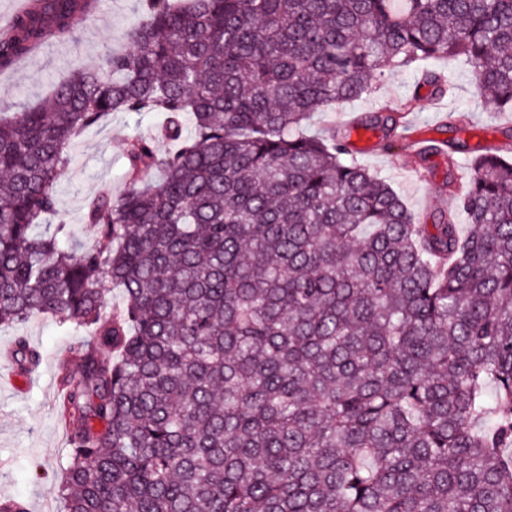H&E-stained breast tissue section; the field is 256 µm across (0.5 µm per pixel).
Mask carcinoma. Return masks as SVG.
I'll return each instance as SVG.
<instances>
[{
  "label": "carcinoma",
  "mask_w": 512,
  "mask_h": 512,
  "mask_svg": "<svg viewBox=\"0 0 512 512\" xmlns=\"http://www.w3.org/2000/svg\"><path fill=\"white\" fill-rule=\"evenodd\" d=\"M97 4L31 0L0 71ZM126 37L0 116V327L88 332L59 364L65 512H512V160L475 156L417 224L351 130L306 132L443 56L512 110V0H144ZM112 112L165 113L176 148L129 141L94 244L64 247L36 229ZM359 126L405 148L398 117ZM39 361L18 338L17 368Z\"/></svg>",
  "instance_id": "cac0c4a2"
}]
</instances>
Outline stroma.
Masks as SVG:
<instances>
[{
	"mask_svg": "<svg viewBox=\"0 0 512 512\" xmlns=\"http://www.w3.org/2000/svg\"><path fill=\"white\" fill-rule=\"evenodd\" d=\"M139 18V0H107L101 11L76 20L73 38L48 42L14 70L1 72L0 101L17 107L37 104L53 82L68 76L76 60L125 47L124 36ZM430 67L447 78L451 95L430 100L417 91L419 76L414 69H394L386 73L375 92L336 111L316 113L313 124L344 125L383 108L404 114L409 130L419 139L455 138L468 143L470 150L459 155L456 170L459 178H466L474 152L505 145L504 133L512 129V112L481 105L470 68L461 59L442 57L431 61ZM452 111L466 113V125H449ZM163 123L159 112H115L72 141L71 162L57 183V208L66 223L68 244L80 249L92 245L94 233L85 222L87 199L105 185L113 193L123 192L127 142ZM354 158L390 183L420 223H435L436 207L429 199L438 195L448 178L443 156L431 154L421 160L406 152L372 148L355 152ZM18 335L40 352L42 361L38 372L28 376L17 374L12 363L0 365V496L23 497L31 512H63L56 484L67 461L68 442L55 412L56 364L85 333L36 315L23 325L1 327L0 347L11 348Z\"/></svg>",
	"mask_w": 512,
	"mask_h": 512,
	"instance_id": "stroma-1",
	"label": "stroma"
}]
</instances>
